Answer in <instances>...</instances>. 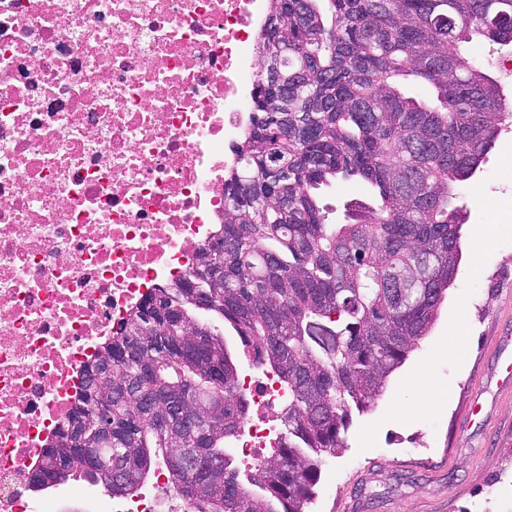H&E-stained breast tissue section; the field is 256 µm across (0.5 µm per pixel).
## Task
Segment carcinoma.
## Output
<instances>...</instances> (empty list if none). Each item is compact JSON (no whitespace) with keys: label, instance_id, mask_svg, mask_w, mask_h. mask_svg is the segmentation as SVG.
Returning <instances> with one entry per match:
<instances>
[{"label":"carcinoma","instance_id":"1","mask_svg":"<svg viewBox=\"0 0 512 512\" xmlns=\"http://www.w3.org/2000/svg\"><path fill=\"white\" fill-rule=\"evenodd\" d=\"M268 2L222 224L102 343L70 418L79 435L59 430L41 470L65 461L130 495L161 462L183 512H308L323 457L438 318L468 218L459 189L512 120V98L460 44H512V0ZM337 180L377 202L353 199L329 223L320 191ZM238 349L289 395L276 448L244 472L226 451L251 410ZM103 417L112 448L85 470L79 448L96 447Z\"/></svg>","mask_w":512,"mask_h":512}]
</instances>
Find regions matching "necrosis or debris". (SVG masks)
Instances as JSON below:
<instances>
[{"mask_svg":"<svg viewBox=\"0 0 512 512\" xmlns=\"http://www.w3.org/2000/svg\"><path fill=\"white\" fill-rule=\"evenodd\" d=\"M267 17V0H0V512H174L162 465L161 498L29 478L101 343L220 223ZM241 383L250 464L288 392L269 372Z\"/></svg>","mask_w":512,"mask_h":512,"instance_id":"obj_1","label":"necrosis or debris"}]
</instances>
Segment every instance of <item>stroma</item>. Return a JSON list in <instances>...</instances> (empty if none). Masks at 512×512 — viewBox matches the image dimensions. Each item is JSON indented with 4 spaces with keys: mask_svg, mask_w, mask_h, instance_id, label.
I'll list each match as a JSON object with an SVG mask.
<instances>
[{
    "mask_svg": "<svg viewBox=\"0 0 512 512\" xmlns=\"http://www.w3.org/2000/svg\"><path fill=\"white\" fill-rule=\"evenodd\" d=\"M463 256L431 333L394 372L347 446L329 457L310 512H512V127L461 191ZM495 213L482 248L473 230ZM456 331H449V324ZM479 396L482 416L466 424Z\"/></svg>",
    "mask_w": 512,
    "mask_h": 512,
    "instance_id": "35a3bbf8",
    "label": "stroma"
}]
</instances>
